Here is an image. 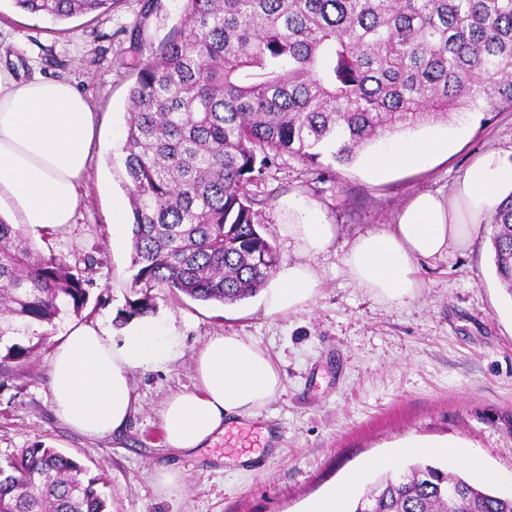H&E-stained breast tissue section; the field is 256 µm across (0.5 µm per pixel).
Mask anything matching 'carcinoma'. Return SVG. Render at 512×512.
<instances>
[{"mask_svg":"<svg viewBox=\"0 0 512 512\" xmlns=\"http://www.w3.org/2000/svg\"><path fill=\"white\" fill-rule=\"evenodd\" d=\"M67 20L112 0H13ZM122 145L132 297L120 324L154 312L151 291L233 304L273 277L249 186L291 154L325 174L380 138L512 107V0H184V21L130 62ZM496 274L512 295V193L495 211ZM0 220V344L80 316L94 283ZM36 345L6 346L24 363ZM108 481L54 447L0 460V512H107ZM353 512H512L504 495L421 461L369 485Z\"/></svg>","mask_w":512,"mask_h":512,"instance_id":"cac0c4a2","label":"carcinoma"}]
</instances>
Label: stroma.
Returning a JSON list of instances; mask_svg holds the SVG:
<instances>
[{"label":"stroma","mask_w":512,"mask_h":512,"mask_svg":"<svg viewBox=\"0 0 512 512\" xmlns=\"http://www.w3.org/2000/svg\"><path fill=\"white\" fill-rule=\"evenodd\" d=\"M182 14V0H114L106 14L62 21L0 0V66L19 79L69 80L96 114L76 219L34 243L70 260L90 258L86 274L105 296L91 320L117 343L125 331L114 319L133 275L131 234L114 242L111 224L113 197L127 193L121 148L135 77L125 63L167 38ZM418 131L458 136L459 147L448 159L382 180L361 156L323 177L295 156L277 159L250 188L262 233L281 263L302 261L284 229L288 201L317 202L336 228L328 248L309 260L322 288L307 307L282 316L265 315L255 296L222 305L154 289V318L172 327L180 356L168 368L135 372L140 408L121 436L92 441L57 420L48 365L56 340L78 319L65 315L46 326L26 363L0 379V458L36 444L56 447L90 474L106 475L109 512H306L311 500L345 489L353 472L410 440L458 444L512 489V295L495 272L491 225H481L467 250L416 260L421 286L400 301L358 287L344 264L352 241L393 223L411 195L450 193L487 150L512 160L510 107ZM217 335L267 350L284 389L235 447L218 439L196 455L168 453L163 404L192 389L194 357ZM158 467L180 470L182 487L158 493L149 478Z\"/></svg>","instance_id":"1"}]
</instances>
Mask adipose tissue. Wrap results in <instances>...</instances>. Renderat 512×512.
<instances>
[{
  "instance_id": "1",
  "label": "adipose tissue",
  "mask_w": 512,
  "mask_h": 512,
  "mask_svg": "<svg viewBox=\"0 0 512 512\" xmlns=\"http://www.w3.org/2000/svg\"><path fill=\"white\" fill-rule=\"evenodd\" d=\"M96 136L88 99L67 80L17 79L0 68V220L39 235L73 223L80 185ZM455 148L445 136L394 141L369 159L374 177L394 168L422 169ZM512 189V162L497 150L477 156L451 194L411 196L394 224L358 235L344 258L350 278L390 300L414 296L420 286L414 262L454 248L467 249L488 213ZM288 235L305 259L285 264L262 296L266 315L303 308L322 282L309 263L335 237L318 205H310ZM178 352L148 317L131 321L121 345L99 325L78 324L56 344L49 391L56 418L90 439L123 431L139 407L132 374L162 369ZM283 389L271 356L235 336L210 337L194 357V387L172 394L162 410L165 443L176 453L209 446L230 418H250Z\"/></svg>"
}]
</instances>
